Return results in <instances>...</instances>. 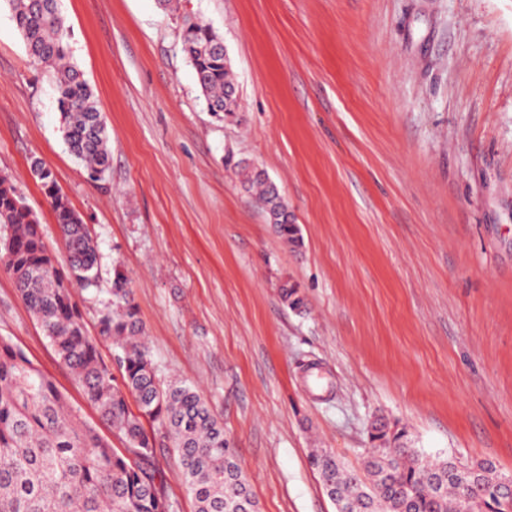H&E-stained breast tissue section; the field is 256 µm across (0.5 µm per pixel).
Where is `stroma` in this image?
I'll return each mask as SVG.
<instances>
[{
    "mask_svg": "<svg viewBox=\"0 0 512 512\" xmlns=\"http://www.w3.org/2000/svg\"><path fill=\"white\" fill-rule=\"evenodd\" d=\"M94 90L110 166L90 179L62 137L52 71L0 6V172L68 252L30 168L42 160L132 281L161 383L195 386L260 512H336L308 450L360 467L377 416L430 458L512 474V0H60ZM223 36L238 96L208 112L183 20ZM263 168L300 228L292 250L235 167ZM296 285L303 313L282 301ZM50 375L81 419L121 440L0 264V339ZM154 464L194 512L178 457Z\"/></svg>",
    "mask_w": 512,
    "mask_h": 512,
    "instance_id": "obj_1",
    "label": "stroma"
}]
</instances>
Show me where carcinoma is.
<instances>
[{
	"label": "carcinoma",
	"mask_w": 512,
	"mask_h": 512,
	"mask_svg": "<svg viewBox=\"0 0 512 512\" xmlns=\"http://www.w3.org/2000/svg\"><path fill=\"white\" fill-rule=\"evenodd\" d=\"M3 2L29 55L55 71L69 151L91 179H100L110 162L106 127L89 85L69 59L58 0ZM181 48L208 110L221 120L234 114L225 103L233 82L224 66V40L187 20ZM31 170L54 212L69 253L68 270L56 267L37 215L5 174L0 175V225L11 236H0V262L87 401L127 447H111L68 405L49 375L1 340L0 512H179L177 498L152 465L155 436L143 427V417L158 423L176 448L196 512H259L224 427L204 398L191 386L158 383L130 280L119 266L113 269L112 307L99 315L98 336L87 334L74 289L98 291L96 245L51 169L35 159ZM237 171L261 210L288 209L264 178ZM273 226L283 241L301 245L298 225ZM281 298L293 310L304 307L293 286H283ZM107 342L116 350L119 380L100 355V344ZM369 439L359 470L342 465L327 448L309 449V463L336 512H512V475L498 473L492 462L432 461L413 447L405 429L383 417L372 422Z\"/></svg>",
	"instance_id": "carcinoma-1"
}]
</instances>
